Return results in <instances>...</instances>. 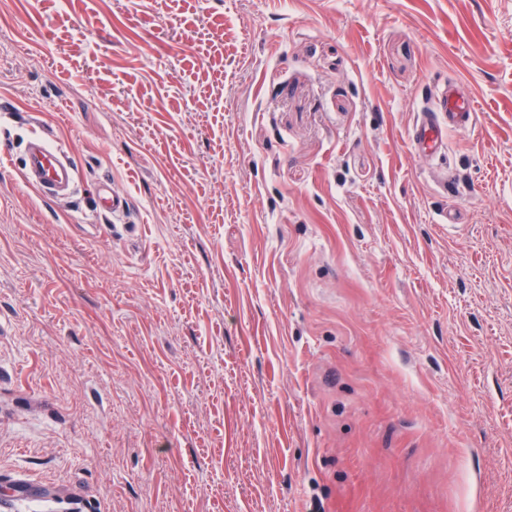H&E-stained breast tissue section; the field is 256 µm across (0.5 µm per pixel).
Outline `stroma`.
<instances>
[{
	"label": "stroma",
	"instance_id": "35a3bbf8",
	"mask_svg": "<svg viewBox=\"0 0 512 512\" xmlns=\"http://www.w3.org/2000/svg\"><path fill=\"white\" fill-rule=\"evenodd\" d=\"M1 213L0 512H512V0H0ZM431 97V105L419 112L409 133L413 149L424 157L446 149L448 132L467 131L477 121L471 95L458 80H448ZM22 177L42 198L70 190L77 178V169L66 144L52 145L41 136L28 139ZM100 208L113 216L125 214L129 208L128 199L111 190L107 182L97 187Z\"/></svg>",
	"mask_w": 512,
	"mask_h": 512
}]
</instances>
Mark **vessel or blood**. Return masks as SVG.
I'll return each instance as SVG.
<instances>
[{
    "label": "vessel or blood",
    "instance_id": "obj_1",
    "mask_svg": "<svg viewBox=\"0 0 512 512\" xmlns=\"http://www.w3.org/2000/svg\"><path fill=\"white\" fill-rule=\"evenodd\" d=\"M476 121L470 93L460 82L451 80L433 93L431 105L419 113L409 139L418 154L433 157L446 149L449 132L469 130ZM22 177L48 199L74 186L77 169L67 145H53L36 135L28 140ZM97 195L101 209L109 214L120 215L129 208L127 198L112 191L108 183L98 185Z\"/></svg>",
    "mask_w": 512,
    "mask_h": 512
}]
</instances>
